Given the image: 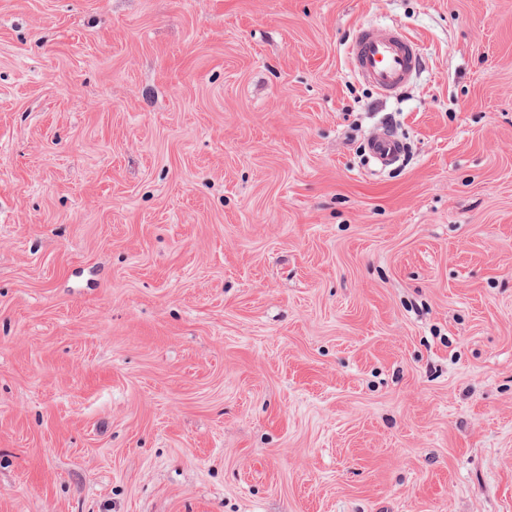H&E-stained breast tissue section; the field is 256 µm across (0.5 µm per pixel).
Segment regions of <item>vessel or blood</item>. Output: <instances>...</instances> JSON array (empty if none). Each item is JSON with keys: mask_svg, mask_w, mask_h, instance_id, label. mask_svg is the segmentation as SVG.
I'll list each match as a JSON object with an SVG mask.
<instances>
[{"mask_svg": "<svg viewBox=\"0 0 512 512\" xmlns=\"http://www.w3.org/2000/svg\"><path fill=\"white\" fill-rule=\"evenodd\" d=\"M353 74L383 96L401 92L423 60L421 42L397 27L362 26L349 46ZM401 151L400 140L381 129L369 139L368 152L379 169L394 165Z\"/></svg>", "mask_w": 512, "mask_h": 512, "instance_id": "b4317fda", "label": "vessel or blood"}]
</instances>
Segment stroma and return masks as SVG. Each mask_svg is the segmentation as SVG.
Returning <instances> with one entry per match:
<instances>
[{"mask_svg":"<svg viewBox=\"0 0 512 512\" xmlns=\"http://www.w3.org/2000/svg\"><path fill=\"white\" fill-rule=\"evenodd\" d=\"M0 512H512V0H0ZM349 55L353 74L389 97L401 92L419 70L423 46L399 27L361 26ZM401 141L387 129L377 130L369 139L368 152L379 170L394 165L400 157Z\"/></svg>","mask_w":512,"mask_h":512,"instance_id":"stroma-1","label":"stroma"}]
</instances>
